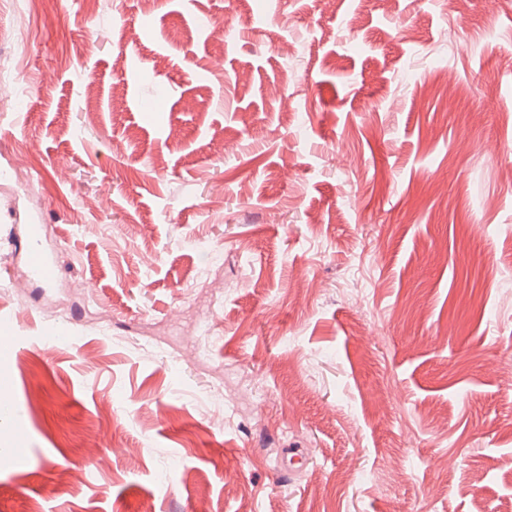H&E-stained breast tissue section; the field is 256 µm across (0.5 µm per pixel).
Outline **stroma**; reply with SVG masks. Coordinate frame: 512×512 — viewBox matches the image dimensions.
I'll use <instances>...</instances> for the list:
<instances>
[{"label": "stroma", "mask_w": 512, "mask_h": 512, "mask_svg": "<svg viewBox=\"0 0 512 512\" xmlns=\"http://www.w3.org/2000/svg\"><path fill=\"white\" fill-rule=\"evenodd\" d=\"M1 27L0 512H512V0H14ZM203 271L230 427L136 343ZM40 232L41 224H30L24 248L33 277L44 284H52L59 277V266L56 259L42 247Z\"/></svg>", "instance_id": "35a3bbf8"}]
</instances>
